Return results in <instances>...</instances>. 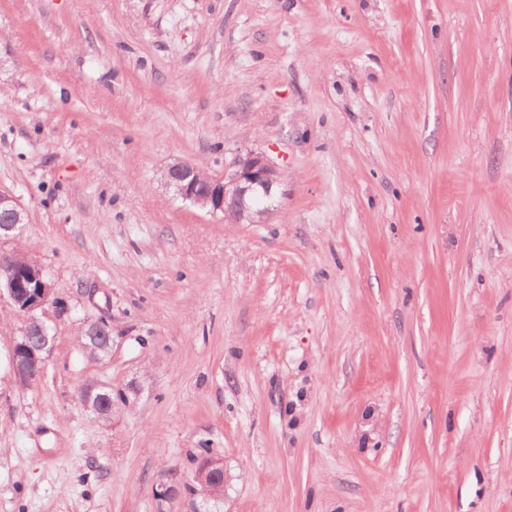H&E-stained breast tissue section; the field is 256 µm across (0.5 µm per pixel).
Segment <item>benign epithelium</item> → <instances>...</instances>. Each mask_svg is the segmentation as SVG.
Wrapping results in <instances>:
<instances>
[{"mask_svg": "<svg viewBox=\"0 0 512 512\" xmlns=\"http://www.w3.org/2000/svg\"><path fill=\"white\" fill-rule=\"evenodd\" d=\"M165 184L182 199L190 201L212 214L221 213L233 224H260L268 208L257 206V200L267 201L274 195L280 174L266 157L249 151L238 155L231 171L215 178L198 170L195 165L175 161L163 172ZM27 223L24 209L9 192L0 190V237H8ZM7 296L14 306L29 316L28 325L16 341L10 356L17 380L42 374L46 363L43 353L50 342L49 327L35 312L56 302L55 284L48 280L41 266L24 260V267L4 256L0 258V296ZM84 336L110 344V331L103 322H93ZM197 472L206 476L209 484L207 500H220L224 495V459L205 456Z\"/></svg>", "mask_w": 512, "mask_h": 512, "instance_id": "benign-epithelium-1", "label": "benign epithelium"}]
</instances>
